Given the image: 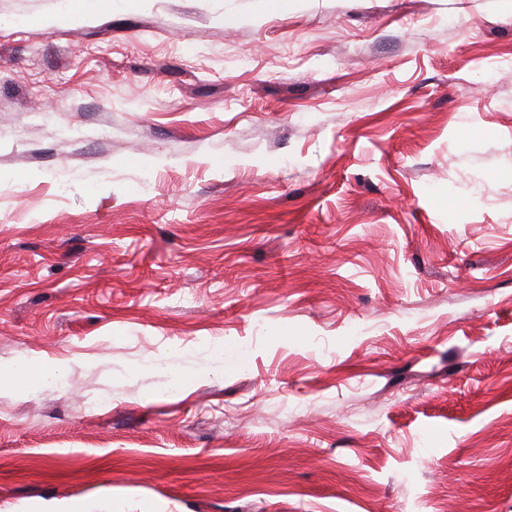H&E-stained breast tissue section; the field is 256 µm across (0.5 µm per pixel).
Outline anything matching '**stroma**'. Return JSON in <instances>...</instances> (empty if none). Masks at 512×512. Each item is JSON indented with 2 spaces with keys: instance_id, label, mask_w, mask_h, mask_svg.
I'll list each match as a JSON object with an SVG mask.
<instances>
[{
  "instance_id": "1",
  "label": "stroma",
  "mask_w": 512,
  "mask_h": 512,
  "mask_svg": "<svg viewBox=\"0 0 512 512\" xmlns=\"http://www.w3.org/2000/svg\"><path fill=\"white\" fill-rule=\"evenodd\" d=\"M86 8L0 0V512H512V0Z\"/></svg>"
}]
</instances>
